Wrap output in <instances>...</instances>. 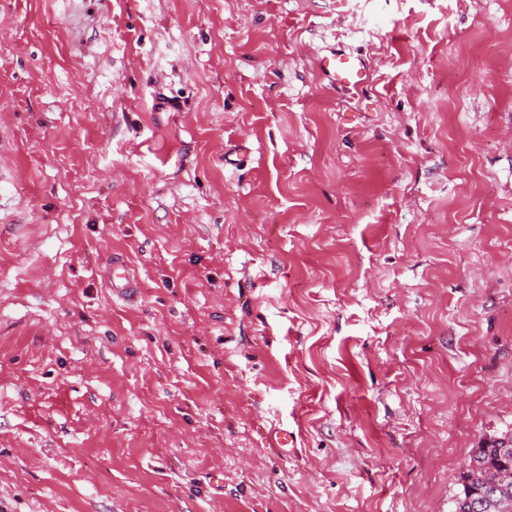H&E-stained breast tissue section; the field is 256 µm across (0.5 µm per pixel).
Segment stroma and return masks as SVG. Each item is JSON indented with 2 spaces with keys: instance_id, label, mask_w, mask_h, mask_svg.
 Listing matches in <instances>:
<instances>
[{
  "instance_id": "stroma-1",
  "label": "stroma",
  "mask_w": 512,
  "mask_h": 512,
  "mask_svg": "<svg viewBox=\"0 0 512 512\" xmlns=\"http://www.w3.org/2000/svg\"><path fill=\"white\" fill-rule=\"evenodd\" d=\"M509 429L512 0H0V512H448ZM318 67L331 85L342 89L356 87L368 75V63L362 56L341 50L319 57ZM112 291L115 295H124L135 290L136 280L129 276L122 261L112 259Z\"/></svg>"
}]
</instances>
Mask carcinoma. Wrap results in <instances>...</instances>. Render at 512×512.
<instances>
[{"instance_id":"obj_1","label":"carcinoma","mask_w":512,"mask_h":512,"mask_svg":"<svg viewBox=\"0 0 512 512\" xmlns=\"http://www.w3.org/2000/svg\"><path fill=\"white\" fill-rule=\"evenodd\" d=\"M512 471V432L507 430L481 442L472 449L459 489L451 500L449 512H470L468 501L484 500L485 512H498V502L512 496V479L501 484L495 493L488 492L485 477L491 471Z\"/></svg>"}]
</instances>
